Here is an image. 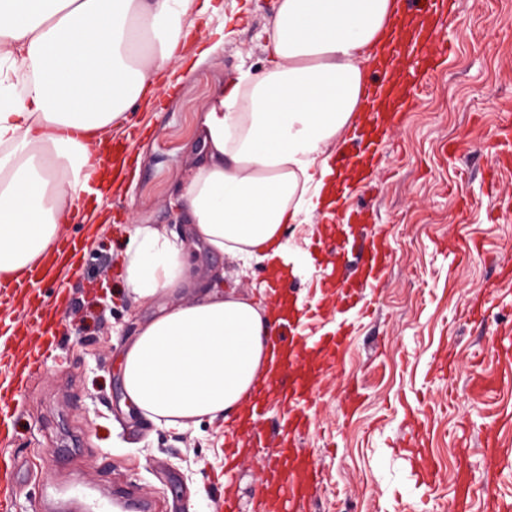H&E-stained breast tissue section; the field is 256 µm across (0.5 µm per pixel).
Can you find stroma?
<instances>
[{"instance_id": "35a3bbf8", "label": "stroma", "mask_w": 512, "mask_h": 512, "mask_svg": "<svg viewBox=\"0 0 512 512\" xmlns=\"http://www.w3.org/2000/svg\"><path fill=\"white\" fill-rule=\"evenodd\" d=\"M273 0H222L223 10L197 16L202 36L219 26L230 35L206 57L187 48L169 73L172 90L150 110L129 113L113 142L133 136L125 153L129 176L109 200L110 223L87 233L81 216L66 227L77 241L75 268L60 298L34 289L0 291V326L23 327L36 313L61 307L53 342L16 335L0 343V374L18 376L30 345L43 349L42 372L26 380L11 405L8 451L21 462L23 512H56L46 486H72L98 498L123 492L150 500L153 512H218L226 493L242 512H259L271 449L255 448L224 484L226 425L201 421L183 434L134 416L122 385L119 355L146 305L133 300L118 262L127 244L125 216L169 225L166 202L194 161L201 102L239 71L263 69L261 37ZM443 34L452 51L422 77L406 120L388 132L374 164L379 175L356 197L386 234L388 276L366 296L367 314L352 316L353 336L339 364L317 388L310 428L300 445L318 484L296 512H448L452 475L467 464L482 488L489 462L482 444L503 413H512V289L499 287L501 264H512V160L496 162L490 144L512 113V0H449ZM481 242L494 262L468 255ZM198 265L223 272L225 287L249 291L265 284L267 265L245 266L200 251ZM494 289L483 321L464 311L475 295ZM452 355L455 371L439 377ZM501 375L495 399L470 390L477 357ZM361 404L349 412L348 395ZM428 419L427 443L443 480H417L399 454L412 415Z\"/></svg>"}]
</instances>
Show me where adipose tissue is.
Listing matches in <instances>:
<instances>
[{"instance_id": "obj_1", "label": "adipose tissue", "mask_w": 512, "mask_h": 512, "mask_svg": "<svg viewBox=\"0 0 512 512\" xmlns=\"http://www.w3.org/2000/svg\"><path fill=\"white\" fill-rule=\"evenodd\" d=\"M193 13L194 0H0V281L22 283L84 199L104 198L88 178L106 134L165 89ZM401 14L399 0H276L266 67L203 103L202 147L172 199L186 233L130 224L120 257L129 294L157 307L120 354L143 418L231 423L271 382L275 304L224 290L195 253L276 262L286 225L335 206L333 162Z\"/></svg>"}]
</instances>
